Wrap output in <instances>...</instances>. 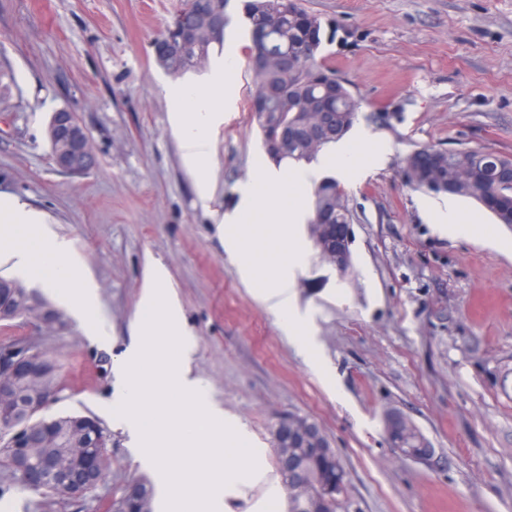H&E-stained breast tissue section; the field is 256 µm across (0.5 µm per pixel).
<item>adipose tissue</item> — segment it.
Wrapping results in <instances>:
<instances>
[{"label": "adipose tissue", "instance_id": "obj_1", "mask_svg": "<svg viewBox=\"0 0 512 512\" xmlns=\"http://www.w3.org/2000/svg\"><path fill=\"white\" fill-rule=\"evenodd\" d=\"M236 71L235 59L227 58L208 85L186 88L173 100L172 129L204 203L214 191L210 131L221 118L212 109L211 96ZM185 103L190 106L186 112L181 109ZM327 173L345 180L362 177L365 170L353 146L341 142L320 165L295 171L292 181L307 188ZM259 181L262 192L244 189L237 208L223 214L219 236L242 280L264 278L262 302L283 327L293 331L305 322L294 304L291 283L305 261L298 229L307 213L294 202L275 213L264 211L265 197L283 195V174L265 168ZM31 230L35 238L17 244V237ZM4 236L13 238L14 244L0 247V266H10L50 287L67 286L75 312L91 317L95 292L77 277L68 242L52 232L43 212L18 197L0 195V238ZM271 240L278 242L280 255L270 262L260 246ZM193 352V338L167 273L162 265L152 264L130 324V340L115 367L114 397L126 409L121 427L130 437L137 462L153 472L159 486L158 512H227L229 500L245 497L247 490L263 482L268 485L267 497L279 496L280 486L268 481L260 464L262 449L253 447L246 431L225 415L192 375ZM169 391L183 396L182 408L162 404ZM169 455L178 457V469L166 465Z\"/></svg>", "mask_w": 512, "mask_h": 512}]
</instances>
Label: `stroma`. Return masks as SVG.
<instances>
[{"label":"stroma","instance_id":"stroma-1","mask_svg":"<svg viewBox=\"0 0 512 512\" xmlns=\"http://www.w3.org/2000/svg\"><path fill=\"white\" fill-rule=\"evenodd\" d=\"M350 31L319 58L361 97L350 138L368 130L384 165L363 156L365 176L344 183L353 225L352 268L339 275L302 227L306 262L292 288L310 315L321 372L307 364L261 302L265 282H243L224 254L215 213L233 211L257 184L267 156L249 110V27L228 0L223 45L205 67L168 74L152 42L184 0H0V193L43 211L95 290L94 318L77 316L64 289L23 285L59 310L48 340L64 390L50 414L91 413L109 432L112 474L99 488L118 497L150 478L117 428L112 368L150 263L163 265L196 353L191 368L225 413L260 448L277 418L314 419L349 476V512H512V225L459 200L470 233L448 238L418 204L405 157L423 146L512 155V0H300ZM237 80L215 96L216 189L201 204L169 114L172 89L202 82L225 54ZM76 112L93 155L87 173L58 171L52 112ZM398 411L433 453L398 457L383 427ZM8 512H97L11 490Z\"/></svg>","mask_w":512,"mask_h":512}]
</instances>
